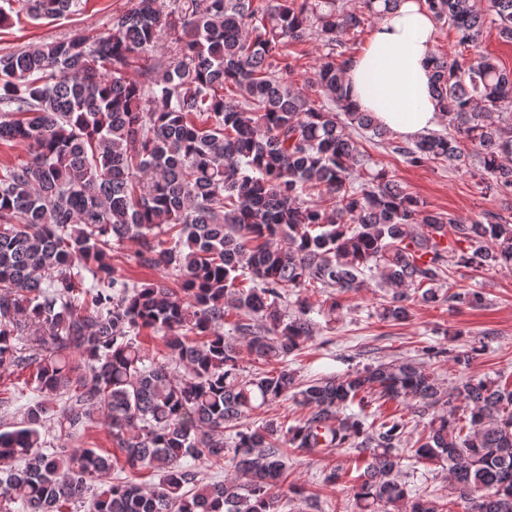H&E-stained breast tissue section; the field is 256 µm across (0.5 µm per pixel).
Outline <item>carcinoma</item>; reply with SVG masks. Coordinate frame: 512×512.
<instances>
[{
  "instance_id": "cac0c4a2",
  "label": "carcinoma",
  "mask_w": 512,
  "mask_h": 512,
  "mask_svg": "<svg viewBox=\"0 0 512 512\" xmlns=\"http://www.w3.org/2000/svg\"><path fill=\"white\" fill-rule=\"evenodd\" d=\"M15 2L37 19L80 5ZM400 3L137 0L95 36L0 54V144L31 150L0 164V367H32L37 391L67 397L61 436L78 438L101 412L124 465L162 471L152 487L114 483L110 453L44 452L47 406L36 400L0 432V512L16 503L23 512H277L290 448L364 458L345 512H402L407 502L410 512H451L438 497H409L399 476L407 421L378 413L382 400L428 418L412 456L448 465L465 512H512V384L469 377L448 394L409 361L306 384L288 368L311 336L310 292L336 291L320 305L332 320L337 295L376 275L397 288L378 319L402 323L416 302L484 305L475 288L441 291L448 252L475 270L512 266L511 223L428 209L366 166L355 139L368 132L412 166L459 167L473 154L485 189L511 194L512 71L480 44L488 14L512 42V0L486 11L475 0H424L473 56L464 66L433 56L448 131L412 142L348 106L343 78L346 35ZM313 38L328 52L299 88L285 48ZM162 41L171 61L134 67ZM314 189L318 200L306 201ZM127 242L139 265L171 272L177 287L129 282L112 264ZM231 309L248 317L235 330L263 364L248 375L224 338ZM30 322L42 333L23 347ZM142 328L163 333L165 355L148 356L132 337ZM288 399L305 410L295 423L242 426ZM198 462L229 463L235 475L205 482Z\"/></svg>"
}]
</instances>
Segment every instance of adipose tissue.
Listing matches in <instances>:
<instances>
[{
	"mask_svg": "<svg viewBox=\"0 0 512 512\" xmlns=\"http://www.w3.org/2000/svg\"><path fill=\"white\" fill-rule=\"evenodd\" d=\"M433 30L423 0H402L344 71L356 107L405 139L427 134L441 121L432 93Z\"/></svg>",
	"mask_w": 512,
	"mask_h": 512,
	"instance_id": "1",
	"label": "adipose tissue"
}]
</instances>
